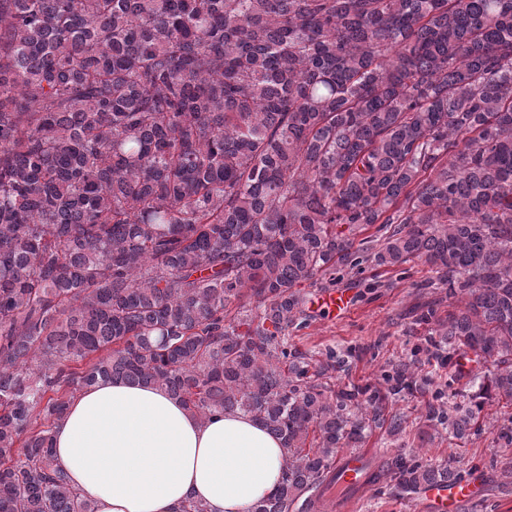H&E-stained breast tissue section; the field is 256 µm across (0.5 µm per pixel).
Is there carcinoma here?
I'll use <instances>...</instances> for the list:
<instances>
[{"label":"carcinoma","mask_w":512,"mask_h":512,"mask_svg":"<svg viewBox=\"0 0 512 512\" xmlns=\"http://www.w3.org/2000/svg\"><path fill=\"white\" fill-rule=\"evenodd\" d=\"M361 252L448 289L419 321L492 369L427 418L479 432L512 403V0H0V512H95L51 430L103 380L262 422L284 459L254 512L354 494L338 448L406 420L288 329Z\"/></svg>","instance_id":"carcinoma-1"}]
</instances>
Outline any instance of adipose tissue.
Instances as JSON below:
<instances>
[{
  "label": "adipose tissue",
  "instance_id": "1",
  "mask_svg": "<svg viewBox=\"0 0 512 512\" xmlns=\"http://www.w3.org/2000/svg\"><path fill=\"white\" fill-rule=\"evenodd\" d=\"M70 485L95 512H253L277 486L280 441L251 417L202 421L181 401L145 384L100 382L72 399L53 428Z\"/></svg>",
  "mask_w": 512,
  "mask_h": 512
}]
</instances>
